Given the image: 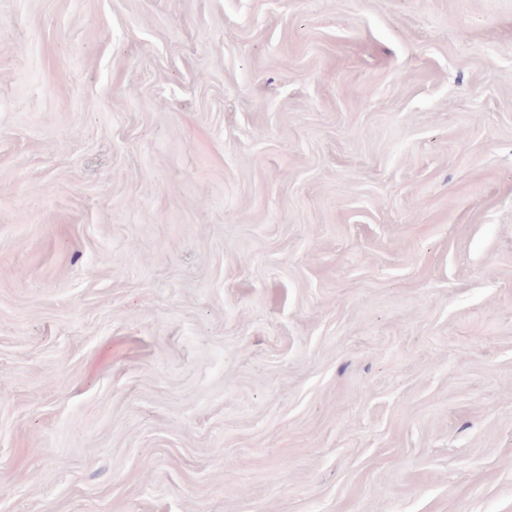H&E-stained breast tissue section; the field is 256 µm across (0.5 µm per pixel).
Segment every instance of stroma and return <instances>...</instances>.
<instances>
[{"label":"stroma","instance_id":"1","mask_svg":"<svg viewBox=\"0 0 512 512\" xmlns=\"http://www.w3.org/2000/svg\"><path fill=\"white\" fill-rule=\"evenodd\" d=\"M0 512H512V0H0Z\"/></svg>","mask_w":512,"mask_h":512}]
</instances>
